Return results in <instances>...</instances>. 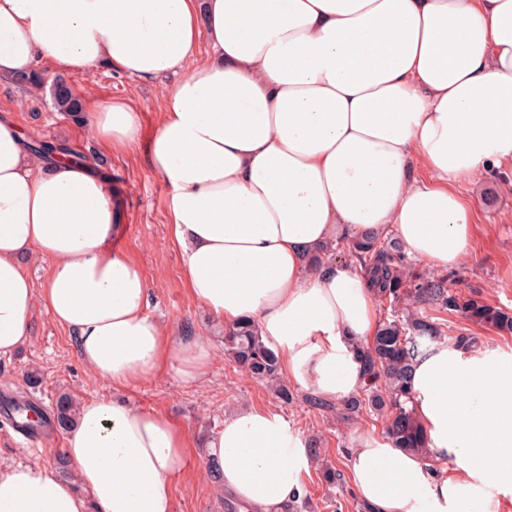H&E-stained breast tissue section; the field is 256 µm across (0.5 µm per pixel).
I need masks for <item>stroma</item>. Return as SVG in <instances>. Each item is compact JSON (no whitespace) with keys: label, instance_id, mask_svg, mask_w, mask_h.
Wrapping results in <instances>:
<instances>
[{"label":"stroma","instance_id":"1","mask_svg":"<svg viewBox=\"0 0 512 512\" xmlns=\"http://www.w3.org/2000/svg\"><path fill=\"white\" fill-rule=\"evenodd\" d=\"M77 94L91 100H121L140 116L141 144L120 152L106 149L89 125L73 123L57 112L48 91L26 89L0 80V114L9 116L27 136L62 141L91 160L104 161L113 176L112 194L118 227L112 247L133 257L150 288L149 313L172 336L197 339L212 357L202 381L183 382L172 369L131 383L121 397L145 410H158L182 428L193 450L175 486L173 512H225L215 494V478L203 453L204 444L233 411L263 407L280 414L307 440L316 461L302 478L304 496L291 512H357L346 456L366 436H384L386 417L370 411L349 413L343 402H330L289 385L280 397L251 377L224 354V330L189 294L183 280L181 256L169 238L167 187L148 164L146 140L155 132L161 112L162 83H144L100 66L72 73ZM459 190L474 214L473 252L455 269L446 271L447 285L466 295L477 290L494 306L512 311V164L483 178L464 181ZM412 311L430 317L446 337L466 335L491 353H512V335L469 322L431 304H412ZM23 393L45 411L57 396L74 395L86 402L111 396L110 383L92 376L81 363L77 344L44 309H37L31 339L15 354L0 357V394ZM63 431L38 434L35 449L18 447L11 425L0 420V465L33 460L58 463Z\"/></svg>","mask_w":512,"mask_h":512}]
</instances>
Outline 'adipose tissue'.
<instances>
[{
  "label": "adipose tissue",
  "instance_id": "obj_1",
  "mask_svg": "<svg viewBox=\"0 0 512 512\" xmlns=\"http://www.w3.org/2000/svg\"><path fill=\"white\" fill-rule=\"evenodd\" d=\"M43 62L144 81L186 69L147 146L183 279L224 325L255 323L289 380L327 400L366 381L357 348L377 330L376 292L362 269L308 261L341 237L392 232L433 269L455 268L472 251L458 184L512 162V0H0V78ZM92 110L109 148L138 143L127 103ZM26 141L0 115V357L29 341L41 307L113 388L165 365L202 380L204 343L168 334L139 264L108 246L110 183L88 164L38 160ZM31 256L50 263L38 286ZM411 389L432 451L456 465L365 438L348 467L370 512H458L490 480L512 495V354L431 347ZM189 449L163 412L90 400L64 435L72 479L8 465L0 512H172ZM205 453L243 512H288L315 466L264 408L231 414Z\"/></svg>",
  "mask_w": 512,
  "mask_h": 512
}]
</instances>
